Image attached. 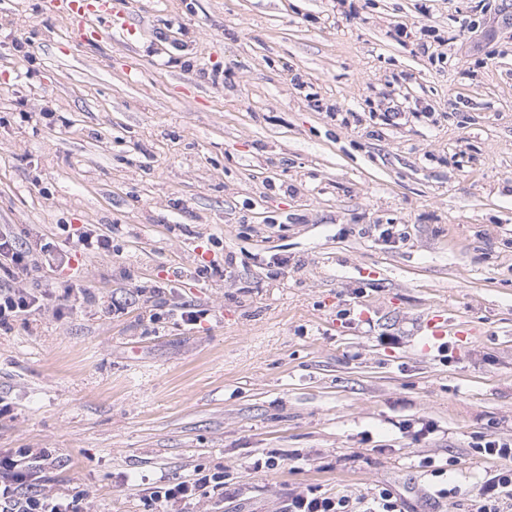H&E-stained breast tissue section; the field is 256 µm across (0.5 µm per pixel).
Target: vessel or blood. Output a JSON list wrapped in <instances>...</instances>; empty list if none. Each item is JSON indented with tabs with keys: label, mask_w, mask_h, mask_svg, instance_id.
<instances>
[{
	"label": "vessel or blood",
	"mask_w": 512,
	"mask_h": 512,
	"mask_svg": "<svg viewBox=\"0 0 512 512\" xmlns=\"http://www.w3.org/2000/svg\"><path fill=\"white\" fill-rule=\"evenodd\" d=\"M52 6L60 8L71 23V32L85 41H95L112 29L135 34L136 28L130 18L115 15L112 0H51ZM96 16V23H89V16ZM448 312L440 309L426 323L425 343L445 338L448 334Z\"/></svg>",
	"instance_id": "obj_1"
}]
</instances>
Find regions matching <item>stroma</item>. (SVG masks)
Segmentation results:
<instances>
[{"label": "stroma", "instance_id": "stroma-1", "mask_svg": "<svg viewBox=\"0 0 512 512\" xmlns=\"http://www.w3.org/2000/svg\"><path fill=\"white\" fill-rule=\"evenodd\" d=\"M112 7L137 33L79 45L0 0V229L55 293L0 326V457L47 450L91 512L199 466L224 492L183 512H471L477 444L512 439V0ZM439 307L472 333L425 355ZM75 236V246L85 252L106 253L112 247V240L108 235L99 233L92 228H86ZM394 493L386 487L378 488L371 498H353L349 495L326 496L310 489L293 496L288 512H403Z\"/></svg>", "mask_w": 512, "mask_h": 512}]
</instances>
